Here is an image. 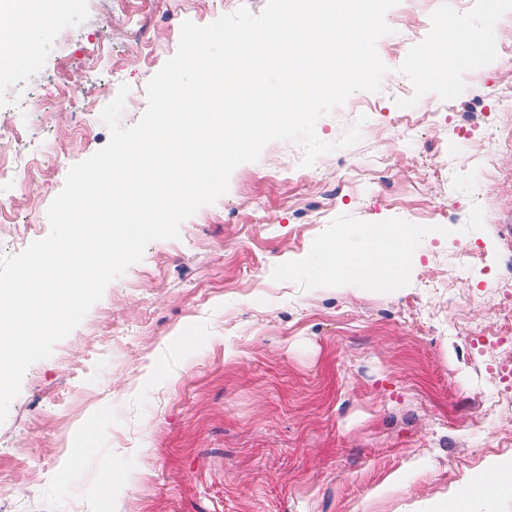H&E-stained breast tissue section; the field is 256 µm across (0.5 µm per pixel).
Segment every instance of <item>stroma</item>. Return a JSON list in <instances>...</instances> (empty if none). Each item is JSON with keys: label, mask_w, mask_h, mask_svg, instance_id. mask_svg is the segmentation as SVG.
<instances>
[{"label": "stroma", "mask_w": 512, "mask_h": 512, "mask_svg": "<svg viewBox=\"0 0 512 512\" xmlns=\"http://www.w3.org/2000/svg\"><path fill=\"white\" fill-rule=\"evenodd\" d=\"M444 1L474 4L399 0L380 89L317 121L328 143L359 126L355 145L304 168L298 144L269 143L28 368L0 424V512H431L512 457V375L480 343L512 336V27L496 24L497 59L458 98L416 104L433 118L415 139L392 122L413 93L398 68ZM266 5L71 0L38 51L0 62V160L26 159L0 186V259L48 235L69 169L110 139L100 114L121 85L119 123L139 122L184 21ZM487 136L488 160L473 146ZM390 224L409 229L393 287L320 276L338 231L359 246Z\"/></svg>", "instance_id": "35a3bbf8"}]
</instances>
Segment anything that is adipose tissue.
Instances as JSON below:
<instances>
[{"instance_id":"ef3b65f1","label":"adipose tissue","mask_w":512,"mask_h":512,"mask_svg":"<svg viewBox=\"0 0 512 512\" xmlns=\"http://www.w3.org/2000/svg\"><path fill=\"white\" fill-rule=\"evenodd\" d=\"M70 0H0V19L12 18L15 13L31 14L35 22L20 32L0 28V57L15 55L16 45L37 47L39 23L52 14L67 9ZM327 262L322 266L323 276L339 281L375 282L387 285L392 273L399 269L406 255L405 232L402 226L389 227L386 235L372 237L368 248L352 245L340 236L325 248ZM512 480V471L501 463H494L482 471L477 479L464 486L456 495L454 506L462 512L473 502L486 500V488H499Z\"/></svg>"}]
</instances>
